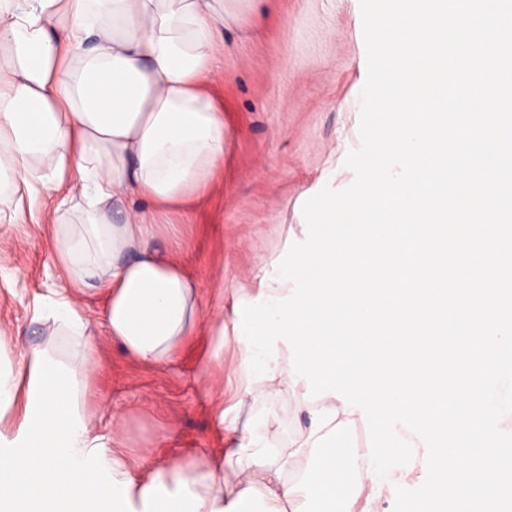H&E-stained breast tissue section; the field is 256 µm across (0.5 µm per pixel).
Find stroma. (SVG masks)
I'll use <instances>...</instances> for the list:
<instances>
[{
  "label": "stroma",
  "mask_w": 512,
  "mask_h": 512,
  "mask_svg": "<svg viewBox=\"0 0 512 512\" xmlns=\"http://www.w3.org/2000/svg\"><path fill=\"white\" fill-rule=\"evenodd\" d=\"M220 41L224 66L208 90L224 108V165L212 190L191 212L169 214L160 246H175L198 280L202 301L213 288L225 298L252 288L262 267L282 260L304 241L302 192L336 168L338 188L350 186L345 167L360 144L355 98L367 76L360 0H228ZM51 202L40 198L31 217L0 223V356L19 363L22 353L48 346L70 361L68 340L34 320L41 302L65 287L53 259L56 226ZM100 365L87 382L96 401L95 433L119 447L133 466L182 462L222 448L217 424L223 392L239 376L238 343L224 338V355L211 359L208 326L177 349L164 367L140 364L99 334ZM240 420L264 419L276 445L287 443L305 415L296 398L247 400Z\"/></svg>",
  "instance_id": "1"
}]
</instances>
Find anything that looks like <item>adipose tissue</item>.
Listing matches in <instances>:
<instances>
[{"label":"adipose tissue","mask_w":512,"mask_h":512,"mask_svg":"<svg viewBox=\"0 0 512 512\" xmlns=\"http://www.w3.org/2000/svg\"><path fill=\"white\" fill-rule=\"evenodd\" d=\"M224 0H0V220L57 196L54 257L68 289L36 320L70 340L84 371L98 350L71 293L103 299L107 336L164 366L201 321L224 354V290L201 307L196 279L155 244L153 213L191 208L224 163L217 72ZM277 449L261 421L221 420L224 450L136 471L104 453L86 388L47 349L0 365V512H371L336 434L357 421L327 396Z\"/></svg>","instance_id":"ef3b65f1"}]
</instances>
